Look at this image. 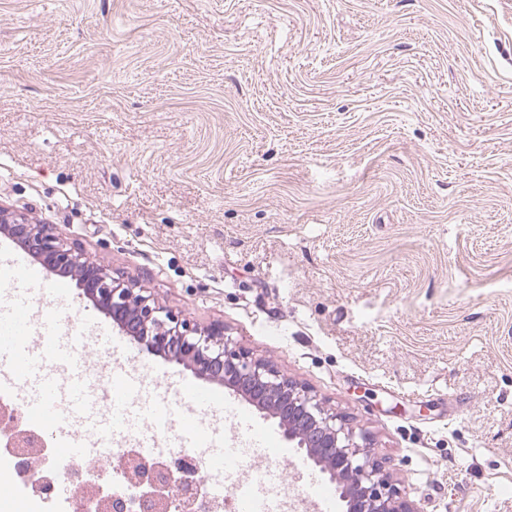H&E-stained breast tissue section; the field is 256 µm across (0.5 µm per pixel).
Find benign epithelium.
I'll return each mask as SVG.
<instances>
[{"instance_id": "obj_1", "label": "benign epithelium", "mask_w": 512, "mask_h": 512, "mask_svg": "<svg viewBox=\"0 0 512 512\" xmlns=\"http://www.w3.org/2000/svg\"><path fill=\"white\" fill-rule=\"evenodd\" d=\"M0 231L50 273L75 277L93 308L111 317L148 353L183 363L197 377L232 389L278 420L289 447L304 450L332 480L340 481L342 512H418L399 496L363 435L274 365L230 347L224 327L201 329L156 304L127 281L88 261L47 225L32 224L20 213L0 209ZM118 462L124 468V487L78 498L74 512H129L135 504L144 512L176 508L183 512L205 498L204 472H186L179 459L158 464L136 457L110 459L98 468L99 475L112 474Z\"/></svg>"}]
</instances>
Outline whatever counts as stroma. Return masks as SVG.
I'll return each instance as SVG.
<instances>
[{"instance_id": "1", "label": "stroma", "mask_w": 512, "mask_h": 512, "mask_svg": "<svg viewBox=\"0 0 512 512\" xmlns=\"http://www.w3.org/2000/svg\"><path fill=\"white\" fill-rule=\"evenodd\" d=\"M0 206L512 512V0H0Z\"/></svg>"}]
</instances>
